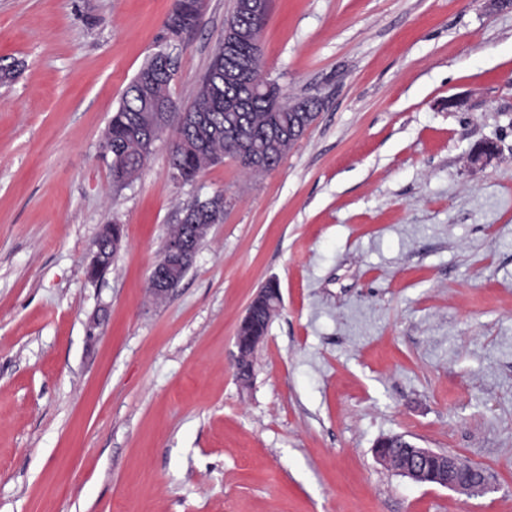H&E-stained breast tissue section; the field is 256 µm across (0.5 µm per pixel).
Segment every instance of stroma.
<instances>
[{"mask_svg": "<svg viewBox=\"0 0 512 512\" xmlns=\"http://www.w3.org/2000/svg\"><path fill=\"white\" fill-rule=\"evenodd\" d=\"M172 3L0 0V57L25 63L0 86V512H512V8L270 0L263 75L320 98L306 134L269 173L227 157L182 184L170 130L117 188L103 133ZM234 7L205 0L179 103ZM218 192L153 302L169 227ZM272 279L244 385L236 331ZM392 435L489 490L411 483L374 455Z\"/></svg>", "mask_w": 512, "mask_h": 512, "instance_id": "obj_1", "label": "stroma"}]
</instances>
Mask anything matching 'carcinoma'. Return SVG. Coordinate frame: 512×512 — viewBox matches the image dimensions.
<instances>
[{
    "label": "carcinoma",
    "instance_id": "1",
    "mask_svg": "<svg viewBox=\"0 0 512 512\" xmlns=\"http://www.w3.org/2000/svg\"><path fill=\"white\" fill-rule=\"evenodd\" d=\"M204 0H175V7L165 22L170 28L173 18L180 20L174 33L193 30L200 22ZM260 31L251 40L238 45L237 52L251 59V69L237 83L224 84V41L213 54L202 77L197 94L185 107V118L177 124L176 139L180 148L170 160L172 178L178 182L195 181L204 170L224 157H234L231 137L238 135L252 143L259 160L243 164L255 172L274 170L287 151L301 139L316 119L315 112L272 111L280 97L278 88L257 93L251 83L260 75ZM22 63L0 58V85L13 82ZM177 58L153 54L134 76L119 107L105 130L103 148L112 156V181L124 186L141 170L151 147L169 125V120L155 112L156 107L171 98L170 85L176 73ZM171 231L199 246L203 234H195L196 224H219L224 211L215 212L209 203L198 202L190 207Z\"/></svg>",
    "mask_w": 512,
    "mask_h": 512
}]
</instances>
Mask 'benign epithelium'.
Wrapping results in <instances>:
<instances>
[{"mask_svg": "<svg viewBox=\"0 0 512 512\" xmlns=\"http://www.w3.org/2000/svg\"><path fill=\"white\" fill-rule=\"evenodd\" d=\"M238 2L241 4V13L245 19L243 27H234L229 23L224 27V30L229 32V40L232 43L245 37L247 30H254L257 25L263 23L269 10V0ZM496 153L495 143L487 141L473 151L471 162L484 165L490 162ZM196 254L197 250L188 240L180 237L168 238L162 258L153 269L154 279L150 283L149 293L156 299L167 296L177 286V271L182 267L192 266ZM264 340L263 336H236L235 367H241L245 353L255 354ZM374 454L380 462L414 483L438 485L467 495L481 493L489 486L488 475L480 466L458 454L420 448L403 435L380 439L374 446Z\"/></svg>", "mask_w": 512, "mask_h": 512, "instance_id": "1", "label": "benign epithelium"}]
</instances>
